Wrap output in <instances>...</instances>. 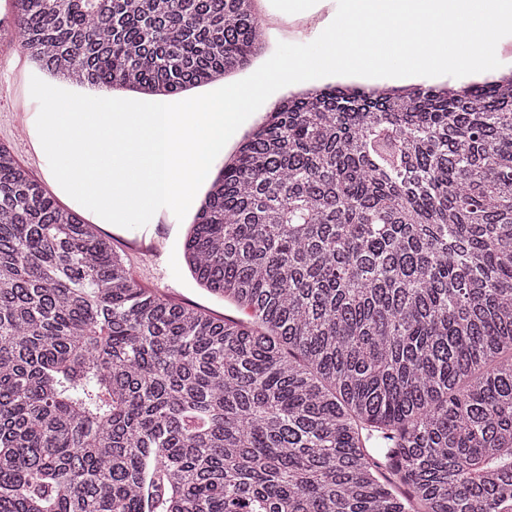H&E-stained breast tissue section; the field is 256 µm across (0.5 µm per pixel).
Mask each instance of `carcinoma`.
I'll return each mask as SVG.
<instances>
[{"instance_id": "cac0c4a2", "label": "carcinoma", "mask_w": 512, "mask_h": 512, "mask_svg": "<svg viewBox=\"0 0 512 512\" xmlns=\"http://www.w3.org/2000/svg\"><path fill=\"white\" fill-rule=\"evenodd\" d=\"M254 0H13L48 78L175 94ZM133 279L0 143V512H512V76L280 101ZM189 209L185 218L174 234L169 243L170 230L178 225L175 215L167 208H162L154 214L152 224L136 229L124 228V234L120 239L124 247L135 256L145 270V274L152 282L155 278V270L162 262L171 261L178 270H169L168 273L158 281L160 289L164 290L168 285L175 288L182 295V303L196 305L208 310L216 315L228 316L233 318H245L244 313L234 307L224 304V301L208 294L203 288H200L189 276L182 261V242L183 233L186 224H188L194 214Z\"/></svg>"}]
</instances>
